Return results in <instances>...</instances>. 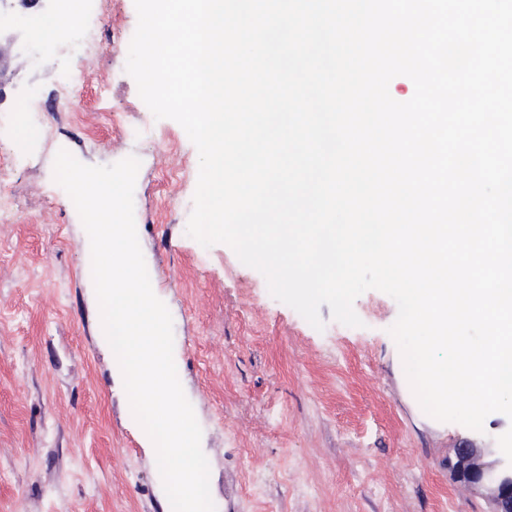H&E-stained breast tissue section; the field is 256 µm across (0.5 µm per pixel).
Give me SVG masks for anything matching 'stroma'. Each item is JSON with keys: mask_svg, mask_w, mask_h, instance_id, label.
Wrapping results in <instances>:
<instances>
[{"mask_svg": "<svg viewBox=\"0 0 512 512\" xmlns=\"http://www.w3.org/2000/svg\"><path fill=\"white\" fill-rule=\"evenodd\" d=\"M52 13L71 40L45 43L16 19L30 49L0 77L1 115L32 101L42 117L33 146L0 125V512H172L103 348L86 231L53 177L62 149L87 165L141 161L136 230L172 316L216 512H489L448 457L504 445L512 420L490 414L477 432L424 412L389 333V295L355 300L358 328L321 306L319 331L228 245L188 236L199 154L125 70L134 0ZM90 26L101 47L78 54Z\"/></svg>", "mask_w": 512, "mask_h": 512, "instance_id": "obj_1", "label": "stroma"}]
</instances>
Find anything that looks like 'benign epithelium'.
<instances>
[{"mask_svg":"<svg viewBox=\"0 0 512 512\" xmlns=\"http://www.w3.org/2000/svg\"><path fill=\"white\" fill-rule=\"evenodd\" d=\"M47 0H0V74L6 68V56L1 41L14 43L18 35L5 30L3 20H11L21 11L41 15ZM448 466L456 479L476 491L488 494L490 512H512V456L494 448L468 446L453 449Z\"/></svg>","mask_w":512,"mask_h":512,"instance_id":"7a95c632","label":"benign epithelium"}]
</instances>
